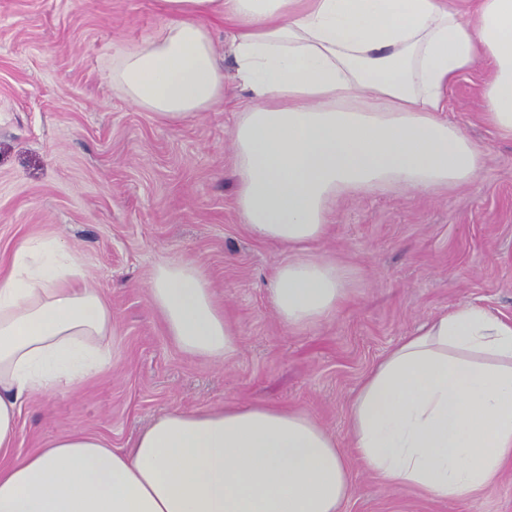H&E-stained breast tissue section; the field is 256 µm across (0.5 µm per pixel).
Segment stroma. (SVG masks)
<instances>
[{
  "label": "stroma",
  "instance_id": "1",
  "mask_svg": "<svg viewBox=\"0 0 512 512\" xmlns=\"http://www.w3.org/2000/svg\"><path fill=\"white\" fill-rule=\"evenodd\" d=\"M164 20L160 0H0V272L23 240L57 238L113 324L110 367L28 400L13 453L76 430L124 448L163 412L262 402L307 411L352 454L350 402L403 336L466 304L512 320V140L479 118L485 69L456 80L444 114L480 146L478 176L338 200L311 251L345 268L351 297L292 330L269 297L291 253L255 239L235 205L231 131L248 97L232 57L221 59L223 100L177 123L108 77L117 48ZM164 260L205 272L239 341L231 362L188 356L170 336L147 292ZM351 469L342 512H512V464L478 497L448 502Z\"/></svg>",
  "mask_w": 512,
  "mask_h": 512
}]
</instances>
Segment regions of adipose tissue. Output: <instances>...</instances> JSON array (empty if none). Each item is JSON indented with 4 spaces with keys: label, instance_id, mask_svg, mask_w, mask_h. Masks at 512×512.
<instances>
[{
    "label": "adipose tissue",
    "instance_id": "adipose-tissue-1",
    "mask_svg": "<svg viewBox=\"0 0 512 512\" xmlns=\"http://www.w3.org/2000/svg\"><path fill=\"white\" fill-rule=\"evenodd\" d=\"M155 34L119 48L109 78L169 122L224 94L210 23L224 25L250 104L232 130L236 206L254 237L293 249L270 288L281 322L315 325L349 295L309 255L340 197L448 189L482 153L442 117L459 75L487 63L483 121L512 139V0H162ZM52 237L0 276V454L21 405L73 389L111 360L112 311ZM153 307L187 354L231 361L237 339L191 261L159 262ZM353 448L380 478L444 501L481 494L512 463V321L474 305L436 316L364 377ZM354 492L335 438L263 403L174 409L118 451L74 431L0 464V512H340Z\"/></svg>",
    "mask_w": 512,
    "mask_h": 512
}]
</instances>
